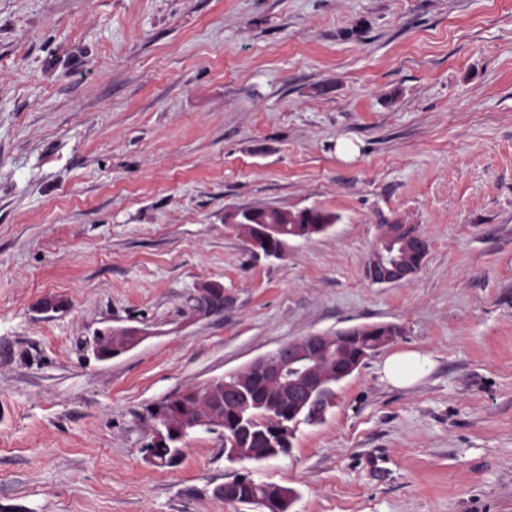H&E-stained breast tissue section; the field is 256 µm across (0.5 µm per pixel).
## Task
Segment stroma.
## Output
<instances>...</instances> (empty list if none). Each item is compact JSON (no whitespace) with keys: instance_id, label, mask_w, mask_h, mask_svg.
Here are the masks:
<instances>
[{"instance_id":"35a3bbf8","label":"stroma","mask_w":512,"mask_h":512,"mask_svg":"<svg viewBox=\"0 0 512 512\" xmlns=\"http://www.w3.org/2000/svg\"><path fill=\"white\" fill-rule=\"evenodd\" d=\"M313 206L338 222L275 262L226 221ZM391 223L429 253L375 285ZM203 282L234 302L188 321ZM372 324L401 333L255 479L292 512H512V0H0V512H258L214 496L217 435L148 464L151 409ZM119 326L151 335L87 352ZM408 349L434 367L397 388ZM114 335V336H112ZM151 335V332L147 329L138 328V327H119V328H107L98 332L94 337L91 343V350L94 357L99 361H107L112 360V358H116L136 346L142 343L145 339H147ZM109 336L112 338H105L102 340V347L109 348L107 350H102L100 347V339ZM124 336L126 337V342L124 344ZM124 344L123 347H121ZM112 350L114 348H118ZM432 366L433 361L428 353L418 350L397 351L384 359L382 372L390 384L404 387L425 376Z\"/></svg>"}]
</instances>
